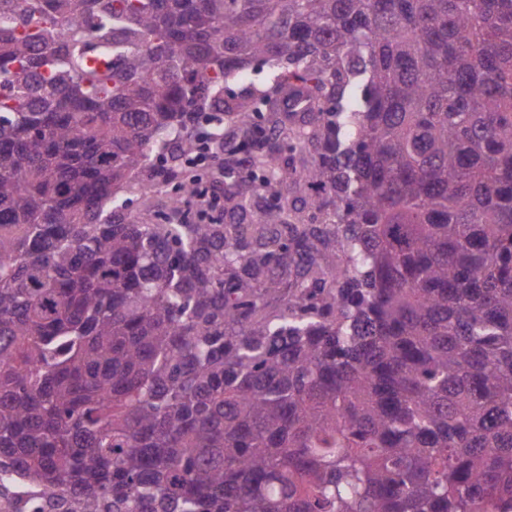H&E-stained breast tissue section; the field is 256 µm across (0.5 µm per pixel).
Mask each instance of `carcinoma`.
<instances>
[{
  "mask_svg": "<svg viewBox=\"0 0 512 512\" xmlns=\"http://www.w3.org/2000/svg\"><path fill=\"white\" fill-rule=\"evenodd\" d=\"M5 481L512 512V0H0Z\"/></svg>",
  "mask_w": 512,
  "mask_h": 512,
  "instance_id": "1",
  "label": "carcinoma"
}]
</instances>
